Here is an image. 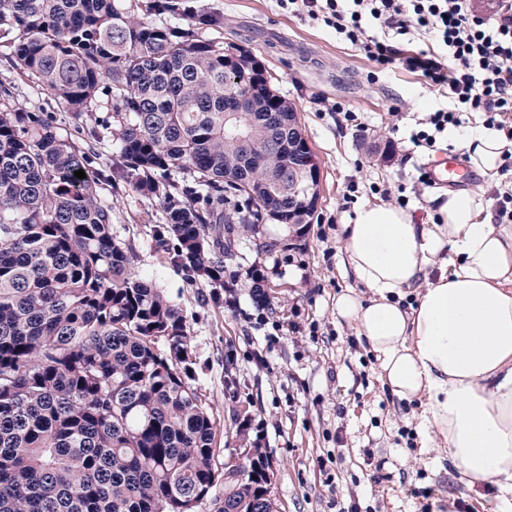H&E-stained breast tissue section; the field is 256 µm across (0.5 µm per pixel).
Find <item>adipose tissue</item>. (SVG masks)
Instances as JSON below:
<instances>
[{"mask_svg": "<svg viewBox=\"0 0 512 512\" xmlns=\"http://www.w3.org/2000/svg\"><path fill=\"white\" fill-rule=\"evenodd\" d=\"M468 162L498 177L512 140L477 125L449 129ZM344 263L368 289L336 313L379 362L401 401L421 400L424 445L444 451L468 486H494L512 512V225L484 189L428 197V219L361 205L343 225Z\"/></svg>", "mask_w": 512, "mask_h": 512, "instance_id": "obj_1", "label": "adipose tissue"}]
</instances>
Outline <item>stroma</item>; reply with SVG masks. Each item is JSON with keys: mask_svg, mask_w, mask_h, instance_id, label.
<instances>
[{"mask_svg": "<svg viewBox=\"0 0 512 512\" xmlns=\"http://www.w3.org/2000/svg\"><path fill=\"white\" fill-rule=\"evenodd\" d=\"M223 13L225 44L252 49L273 88L292 102L320 162V203L304 237L275 225L240 237L226 265L239 276L222 302L174 269L152 229L157 201L101 181L113 230L131 246L140 272L179 306L195 360L192 384L217 422V448L261 438L274 463L279 512H498L493 486L467 487L447 455L422 447L419 403L384 390L354 328L337 320L339 292L362 286L343 263L341 229L363 203L406 196L424 216L428 161L454 150L447 136L414 149L410 135L438 98L418 75L398 69L371 80L375 62L335 32L282 9L277 0H198ZM0 46V81L14 85L10 104L54 113L63 134L76 131L53 96L14 69ZM356 113L351 125L331 107ZM275 299L258 307L249 270Z\"/></svg>", "mask_w": 512, "mask_h": 512, "instance_id": "obj_1", "label": "stroma"}]
</instances>
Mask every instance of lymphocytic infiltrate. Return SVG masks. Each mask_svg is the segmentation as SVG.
I'll return each instance as SVG.
<instances>
[{
  "mask_svg": "<svg viewBox=\"0 0 512 512\" xmlns=\"http://www.w3.org/2000/svg\"><path fill=\"white\" fill-rule=\"evenodd\" d=\"M281 7L333 29L363 50L380 70L419 74L450 106L423 119L414 147H430L465 115L512 140V0H278ZM400 36L402 46L368 37L367 24ZM433 47L414 48L416 37Z\"/></svg>",
  "mask_w": 512,
  "mask_h": 512,
  "instance_id": "f902f5d3",
  "label": "lymphocytic infiltrate"
}]
</instances>
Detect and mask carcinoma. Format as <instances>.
I'll return each instance as SVG.
<instances>
[{"mask_svg":"<svg viewBox=\"0 0 512 512\" xmlns=\"http://www.w3.org/2000/svg\"><path fill=\"white\" fill-rule=\"evenodd\" d=\"M209 29L224 15L188 0H0L13 66L79 130L105 106L112 178L159 202L156 242L217 298L240 230L305 235L288 178L305 152L283 121L296 108L256 83L260 60L224 62ZM104 137L93 127L82 146L52 113L0 104V512H278L258 438L234 491H215L186 319L113 233L91 170Z\"/></svg>","mask_w":512,"mask_h":512,"instance_id":"carcinoma-1","label":"carcinoma"}]
</instances>
